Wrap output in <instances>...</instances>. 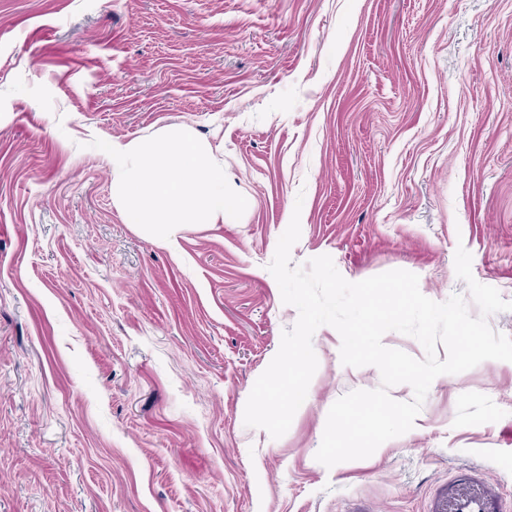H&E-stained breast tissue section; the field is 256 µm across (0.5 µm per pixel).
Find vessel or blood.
<instances>
[{"instance_id": "b4317fda", "label": "vessel or blood", "mask_w": 512, "mask_h": 512, "mask_svg": "<svg viewBox=\"0 0 512 512\" xmlns=\"http://www.w3.org/2000/svg\"><path fill=\"white\" fill-rule=\"evenodd\" d=\"M427 512H512V496L462 470L431 500Z\"/></svg>"}]
</instances>
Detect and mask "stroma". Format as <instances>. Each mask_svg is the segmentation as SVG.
Wrapping results in <instances>:
<instances>
[{
    "instance_id": "stroma-1",
    "label": "stroma",
    "mask_w": 512,
    "mask_h": 512,
    "mask_svg": "<svg viewBox=\"0 0 512 512\" xmlns=\"http://www.w3.org/2000/svg\"><path fill=\"white\" fill-rule=\"evenodd\" d=\"M181 123L241 218L170 249L126 223L93 139ZM402 269L512 301V0H0V512H426L469 467L512 492V362L432 382L416 431L315 455L381 385L337 331L288 432L244 423L298 311L268 269Z\"/></svg>"
}]
</instances>
